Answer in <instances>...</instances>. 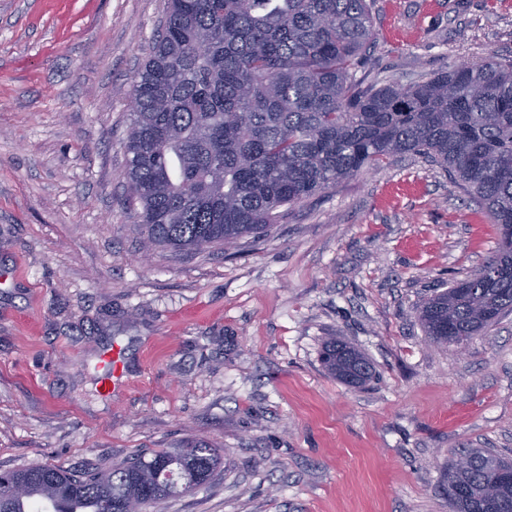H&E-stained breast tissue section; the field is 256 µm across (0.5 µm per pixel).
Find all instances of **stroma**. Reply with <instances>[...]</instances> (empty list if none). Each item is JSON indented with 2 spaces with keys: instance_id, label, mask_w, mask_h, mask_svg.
<instances>
[{
  "instance_id": "obj_1",
  "label": "stroma",
  "mask_w": 512,
  "mask_h": 512,
  "mask_svg": "<svg viewBox=\"0 0 512 512\" xmlns=\"http://www.w3.org/2000/svg\"><path fill=\"white\" fill-rule=\"evenodd\" d=\"M166 10L0 0V471L204 437L221 472L155 512H449L463 450L512 457V313L460 349L430 343L414 309L480 267L494 226L408 155L234 248L140 261L125 142ZM372 21L361 70L381 84L512 58V0H374ZM331 336L373 363L363 389L325 372Z\"/></svg>"
}]
</instances>
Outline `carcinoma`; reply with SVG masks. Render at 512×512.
I'll return each mask as SVG.
<instances>
[{
	"label": "carcinoma",
	"instance_id": "1",
	"mask_svg": "<svg viewBox=\"0 0 512 512\" xmlns=\"http://www.w3.org/2000/svg\"><path fill=\"white\" fill-rule=\"evenodd\" d=\"M373 0H168L135 74L126 179L144 247H231L307 198L401 155L460 185L498 234L473 273L417 309L437 346L512 312V59L456 64L406 87L357 77L374 42ZM322 363L360 388L373 369L333 338ZM222 449L191 438L107 470L0 473V512H144L208 486ZM512 461L472 448L448 466L455 512H512Z\"/></svg>",
	"mask_w": 512,
	"mask_h": 512
}]
</instances>
